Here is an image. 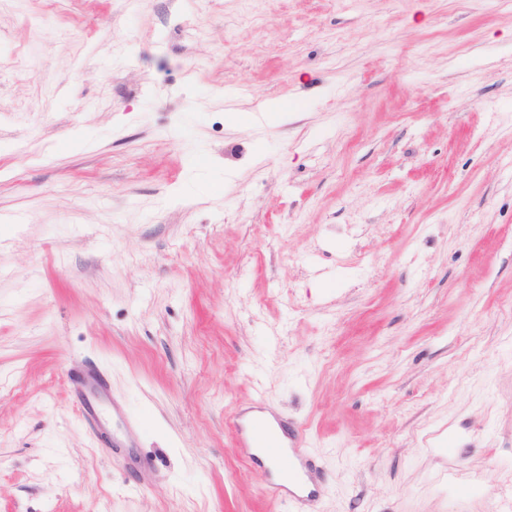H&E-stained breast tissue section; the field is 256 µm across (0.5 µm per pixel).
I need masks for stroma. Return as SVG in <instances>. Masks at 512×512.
Listing matches in <instances>:
<instances>
[{"mask_svg": "<svg viewBox=\"0 0 512 512\" xmlns=\"http://www.w3.org/2000/svg\"><path fill=\"white\" fill-rule=\"evenodd\" d=\"M259 382L317 512H497L512 0H0V512H296ZM235 420L236 428L240 435L238 441L239 448H265L274 460H279L283 465L287 466L290 472L288 481L296 489L290 490L288 488V497L306 506V511H311L318 501L319 491L315 488V481L311 470L308 468L307 463L303 461L301 448H298L302 435L301 428L297 427L291 433L288 431V447H284L276 428L268 422L262 419L254 420L246 432L240 423V414L235 415ZM284 448H288V455ZM296 461L299 462L298 464L303 472V476L313 486L306 495L303 493L304 478L296 467Z\"/></svg>", "mask_w": 512, "mask_h": 512, "instance_id": "stroma-1", "label": "stroma"}]
</instances>
